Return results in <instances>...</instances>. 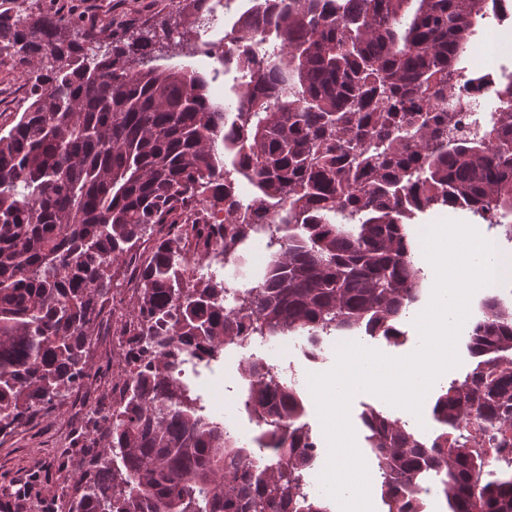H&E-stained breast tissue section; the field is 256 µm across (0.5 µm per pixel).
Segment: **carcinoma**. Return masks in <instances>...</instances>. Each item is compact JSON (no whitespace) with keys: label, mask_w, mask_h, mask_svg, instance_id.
<instances>
[{"label":"carcinoma","mask_w":512,"mask_h":512,"mask_svg":"<svg viewBox=\"0 0 512 512\" xmlns=\"http://www.w3.org/2000/svg\"><path fill=\"white\" fill-rule=\"evenodd\" d=\"M208 0H178L196 20ZM489 0H249L239 24L270 33L263 67L242 50L235 111L210 76L160 67L148 28L99 55L92 25L22 21L0 8V52L31 67L28 107L0 127V433L87 375L86 345L114 263H142L122 336L125 386L101 432V463L72 512H328L308 492L305 401L274 367L248 362L245 407L269 463H250L224 422L175 370L249 339L364 331L401 344L420 291L407 220L467 208L512 238V81L491 97L482 133L463 132L446 93ZM231 133L224 134L225 128ZM247 180L243 202L236 182ZM224 212L222 224L210 215ZM261 236L272 255L257 287L195 275L192 242L228 266ZM467 344L475 359L438 394L422 437L371 408L360 415L387 512L437 488L449 512H512V306L497 296Z\"/></svg>","instance_id":"obj_1"}]
</instances>
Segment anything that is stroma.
Listing matches in <instances>:
<instances>
[{
    "label": "stroma",
    "mask_w": 512,
    "mask_h": 512,
    "mask_svg": "<svg viewBox=\"0 0 512 512\" xmlns=\"http://www.w3.org/2000/svg\"><path fill=\"white\" fill-rule=\"evenodd\" d=\"M20 9L36 16L64 11L79 20L94 21L99 32L100 51L110 47V36L135 35L145 27L156 29L168 26L183 27L176 0H17ZM494 56L512 60V20L488 19L484 33L478 37L467 57L459 66L470 70L481 59ZM30 77L19 56L4 52L0 54V127H9L18 112L30 103ZM413 260L420 268L423 280L417 302L412 304L400 328L404 333L401 344H387L380 339L362 338L367 349L389 358H403L413 354L420 346V333L415 320L430 304L436 280V272L424 249H414ZM468 327H461L456 353L457 366L442 373L428 390L421 407L420 416L405 413L403 408L392 405L376 394L361 390L350 401L348 420L355 434V446L363 458L369 473L377 468L364 439L366 431L359 419L366 406H373L393 417L402 419L412 428L431 434L435 423L432 407L442 387L452 380L463 378L474 364L467 349ZM290 349L281 352L269 347L255 350L254 354L233 351L225 358L212 363L203 372L204 383L214 401L213 415L233 418L237 412L233 386L241 379V370L248 357H255L271 366H279L286 360L295 362L297 387L306 402L305 420L316 435H323L324 428L318 416L315 399L307 386L309 374L330 372L336 365L337 347L333 340H326V351L322 360L312 363L303 358L300 348L301 334L290 337ZM87 360L91 374L83 382L84 388L96 395L102 405L112 401L113 371L118 361V351L112 343L111 329H98L93 337ZM103 420H96L70 407L67 398H58L52 405L44 407L27 417L11 432L0 436V512H71L72 500L68 491L80 483L91 460L101 452L100 433Z\"/></svg>",
    "instance_id": "35a3bbf8"
}]
</instances>
